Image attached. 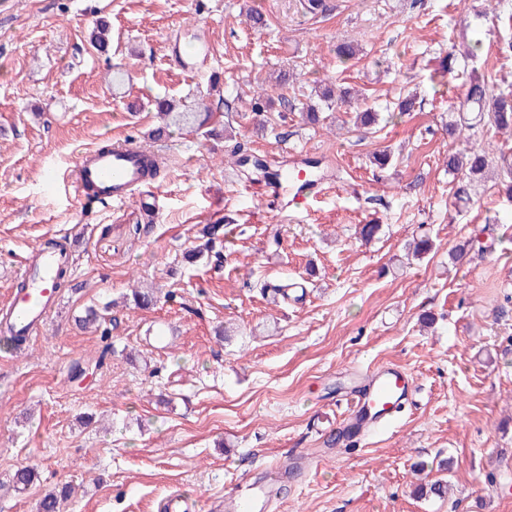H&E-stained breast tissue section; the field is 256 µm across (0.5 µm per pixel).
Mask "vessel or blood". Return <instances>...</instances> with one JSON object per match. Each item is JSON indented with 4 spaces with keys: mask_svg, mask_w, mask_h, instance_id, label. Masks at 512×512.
<instances>
[{
    "mask_svg": "<svg viewBox=\"0 0 512 512\" xmlns=\"http://www.w3.org/2000/svg\"><path fill=\"white\" fill-rule=\"evenodd\" d=\"M150 156L149 150L130 142L92 149L75 160L62 180L79 197L93 193L101 201L123 203L145 184L143 164ZM71 263L69 252L63 248L50 252L38 249L24 259L19 278L25 286L13 288L7 304L0 306V326L7 327L10 335L37 339L59 297L58 271ZM367 387L366 393L349 401L348 429L368 431L379 427V420L365 417L366 407L391 408L411 389L412 379L400 367L388 366L368 371ZM269 494L266 487L255 495L234 490L225 494L224 502L230 512H255L258 498Z\"/></svg>",
    "mask_w": 512,
    "mask_h": 512,
    "instance_id": "1",
    "label": "vessel or blood"
}]
</instances>
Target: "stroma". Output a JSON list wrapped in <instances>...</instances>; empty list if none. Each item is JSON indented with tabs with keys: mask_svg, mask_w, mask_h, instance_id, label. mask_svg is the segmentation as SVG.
<instances>
[{
	"mask_svg": "<svg viewBox=\"0 0 512 512\" xmlns=\"http://www.w3.org/2000/svg\"><path fill=\"white\" fill-rule=\"evenodd\" d=\"M331 2L314 16L303 0H0V303L36 244L74 259L40 337L16 353L0 338V512H36L64 485V512H159L176 492L217 505L274 466L285 474L271 512H512V198L493 165L456 200L446 164L512 148V131L483 124L448 133L471 82L490 97L512 87V0ZM99 17L105 55L89 41ZM349 41L360 52L340 62ZM114 68L127 76L118 91ZM213 79L228 103L215 135L150 138L155 98ZM327 88L352 97L303 120ZM262 89L261 127L249 101ZM366 106L378 114L368 129L355 124ZM113 142L165 158L155 220L140 200L88 204L52 185L54 169ZM302 156L319 159L328 188L305 209L285 192L268 201L271 173ZM217 223L221 266L185 264ZM370 223L380 231L366 241ZM423 234L430 253L406 259ZM150 286L163 299L135 307L132 290ZM107 301L105 357L74 319ZM392 365L412 376V401L392 426L328 447L347 390ZM24 466L37 478L18 493L9 480ZM441 478L445 497L415 496Z\"/></svg>",
	"mask_w": 512,
	"mask_h": 512,
	"instance_id": "1",
	"label": "stroma"
}]
</instances>
